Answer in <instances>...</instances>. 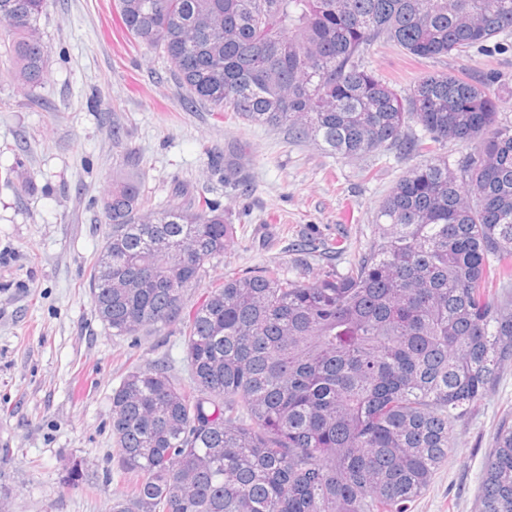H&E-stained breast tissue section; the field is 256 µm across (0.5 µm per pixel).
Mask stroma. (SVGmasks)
Returning <instances> with one entry per match:
<instances>
[{"mask_svg":"<svg viewBox=\"0 0 512 512\" xmlns=\"http://www.w3.org/2000/svg\"><path fill=\"white\" fill-rule=\"evenodd\" d=\"M40 30L46 82L31 92L0 83V488L10 492L5 512H109L135 480L117 467L113 390L140 365L186 375L177 333L120 335L94 310L88 284L109 229L102 200L113 176L138 173L160 206L214 200L233 224V243L187 298L191 311L233 269L277 264L310 278L346 266L375 237L380 200L420 158L389 148L346 160L204 104L184 109L172 64L125 35L114 0H48ZM363 63L400 89L431 73L512 84V46L417 61L377 43ZM237 141L249 146L243 190L208 164ZM9 170L32 181L29 194H16ZM308 237L344 247L306 256L298 245ZM505 419L512 361L456 424L447 460L410 512H477ZM72 458L90 474L80 490L60 482Z\"/></svg>","mask_w":512,"mask_h":512,"instance_id":"stroma-1","label":"stroma"}]
</instances>
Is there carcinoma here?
Returning a JSON list of instances; mask_svg holds the SVG:
<instances>
[{
  "instance_id": "carcinoma-1",
  "label": "carcinoma",
  "mask_w": 512,
  "mask_h": 512,
  "mask_svg": "<svg viewBox=\"0 0 512 512\" xmlns=\"http://www.w3.org/2000/svg\"><path fill=\"white\" fill-rule=\"evenodd\" d=\"M125 32L161 51L186 104L288 131L345 159L388 145L422 157L378 206V236L342 269L226 272L185 300L233 239L208 198L151 203L120 174L103 199L112 283L91 276L118 334L173 327L188 381L139 367L112 392L118 467L136 475L111 512H409L454 427L512 361V126L497 77L425 75L407 91L365 69L377 41L418 59L512 38V0H114ZM46 0H0V71L46 78ZM420 132L406 136L410 124ZM470 148L450 161L443 148ZM247 145L224 153V180ZM88 481L71 460L61 483ZM479 512H512V425L484 466Z\"/></svg>"
}]
</instances>
